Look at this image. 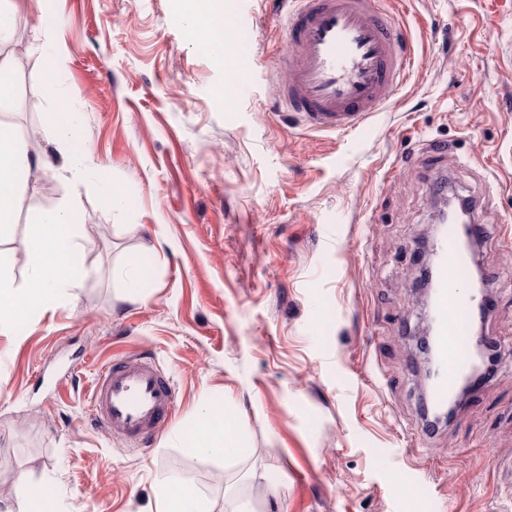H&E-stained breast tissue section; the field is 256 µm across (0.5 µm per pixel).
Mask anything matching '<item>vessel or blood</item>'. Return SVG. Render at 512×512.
I'll return each instance as SVG.
<instances>
[{"instance_id": "b4317fda", "label": "vessel or blood", "mask_w": 512, "mask_h": 512, "mask_svg": "<svg viewBox=\"0 0 512 512\" xmlns=\"http://www.w3.org/2000/svg\"><path fill=\"white\" fill-rule=\"evenodd\" d=\"M284 17V111L310 130L351 132L390 105L416 65L399 45L401 27L388 0H291ZM480 224L443 225L432 255L434 354L439 373L428 392L447 404L473 364L470 325L478 300L466 283L471 260L465 237ZM90 415L100 427L145 447L177 410L176 392L150 360L129 356L101 365L89 387Z\"/></svg>"}]
</instances>
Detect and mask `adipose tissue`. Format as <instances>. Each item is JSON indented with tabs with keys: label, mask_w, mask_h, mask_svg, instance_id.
I'll use <instances>...</instances> for the list:
<instances>
[{
	"label": "adipose tissue",
	"mask_w": 512,
	"mask_h": 512,
	"mask_svg": "<svg viewBox=\"0 0 512 512\" xmlns=\"http://www.w3.org/2000/svg\"><path fill=\"white\" fill-rule=\"evenodd\" d=\"M26 0H10L0 7V113L7 111L15 88L7 79L12 72L9 45L15 18ZM49 163L32 154L19 130L0 120V241L11 236L25 200L21 194L30 178L49 170ZM78 211L67 204L39 211L32 222L33 265L28 283L17 287L10 273V259L0 252V330L14 322H28L51 304L60 302L77 283L83 270L85 247L79 237ZM178 440L197 454L240 461L250 452L247 436L236 430L226 412L200 411L178 432ZM154 512H216L214 501L195 485L169 477L158 480Z\"/></svg>",
	"instance_id": "1"
}]
</instances>
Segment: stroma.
I'll return each instance as SVG.
<instances>
[{"mask_svg":"<svg viewBox=\"0 0 512 512\" xmlns=\"http://www.w3.org/2000/svg\"><path fill=\"white\" fill-rule=\"evenodd\" d=\"M389 8L417 67L362 131L318 133L276 101L285 0H224L217 52L186 33L180 0H28L0 118L37 138L52 112L80 125L53 156L72 170L30 182L0 251L26 285L29 214L66 199L85 256L60 303L0 332V500L14 512L31 507L22 477L52 512H148L160 477L249 512H512V0ZM439 172L485 227L497 362L430 431L412 271ZM108 187L124 206H106ZM120 354L155 362L178 394L146 448L91 421L73 380ZM208 405L233 412L244 461L180 446Z\"/></svg>","mask_w":512,"mask_h":512,"instance_id":"obj_1","label":"stroma"}]
</instances>
